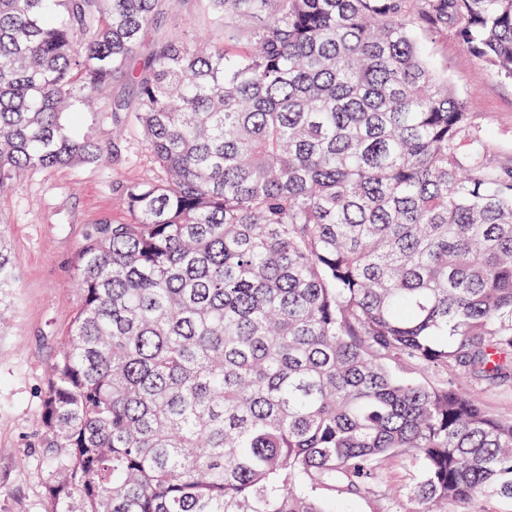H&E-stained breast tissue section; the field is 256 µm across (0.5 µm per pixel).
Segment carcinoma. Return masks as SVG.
Returning <instances> with one entry per match:
<instances>
[{
	"label": "carcinoma",
	"mask_w": 512,
	"mask_h": 512,
	"mask_svg": "<svg viewBox=\"0 0 512 512\" xmlns=\"http://www.w3.org/2000/svg\"><path fill=\"white\" fill-rule=\"evenodd\" d=\"M174 2L0 0V223L109 160L85 112L151 163L75 256L41 512H343L390 458L421 512L512 501V420L408 376L512 378V155L421 47L512 82V0Z\"/></svg>",
	"instance_id": "1"
}]
</instances>
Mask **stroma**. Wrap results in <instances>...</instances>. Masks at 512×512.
Instances as JSON below:
<instances>
[{
  "mask_svg": "<svg viewBox=\"0 0 512 512\" xmlns=\"http://www.w3.org/2000/svg\"><path fill=\"white\" fill-rule=\"evenodd\" d=\"M426 50L446 68L456 92L471 99L498 148L512 151V83L493 76L461 50L455 39L429 41ZM150 159L33 171L17 180L5 201L4 231L16 279L0 314V512H40L46 470L39 464L36 432L45 375L56 334L77 302L74 258L87 225L129 214L112 190L116 179L148 174ZM416 465L386 462L348 512H416Z\"/></svg>",
  "mask_w": 512,
  "mask_h": 512,
  "instance_id": "stroma-1",
  "label": "stroma"
}]
</instances>
